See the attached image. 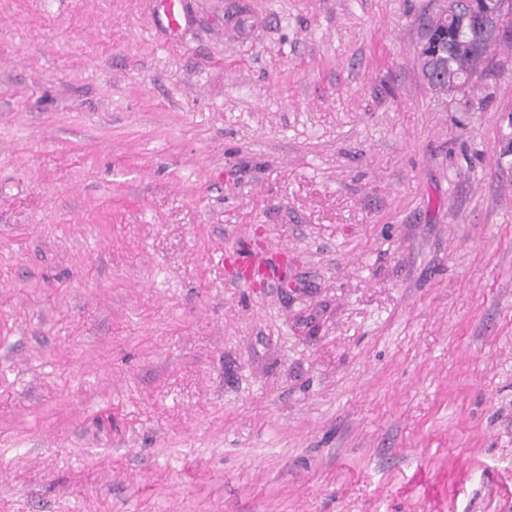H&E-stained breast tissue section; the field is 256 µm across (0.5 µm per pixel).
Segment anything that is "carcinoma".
<instances>
[{"label":"carcinoma","mask_w":512,"mask_h":512,"mask_svg":"<svg viewBox=\"0 0 512 512\" xmlns=\"http://www.w3.org/2000/svg\"><path fill=\"white\" fill-rule=\"evenodd\" d=\"M448 23L430 18L424 24V41L430 48L420 52L423 81L443 93L460 91L481 78L485 60L481 43L494 37L495 26L479 25L468 0H449Z\"/></svg>","instance_id":"carcinoma-1"}]
</instances>
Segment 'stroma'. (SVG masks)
I'll return each instance as SVG.
<instances>
[{"label": "stroma", "instance_id": "stroma-1", "mask_svg": "<svg viewBox=\"0 0 512 512\" xmlns=\"http://www.w3.org/2000/svg\"><path fill=\"white\" fill-rule=\"evenodd\" d=\"M157 2L0 0V512H512V36ZM159 6L160 11L158 14V21L166 23L167 26L174 30L179 28L182 21L185 19L183 1L160 0ZM447 25L429 18L424 24V42L430 48L420 52L419 66L423 81L443 93L461 91L481 78L485 60L481 43L493 38L495 26L478 25L484 14L472 0L477 20L469 10V0H448Z\"/></svg>", "mask_w": 512, "mask_h": 512}]
</instances>
